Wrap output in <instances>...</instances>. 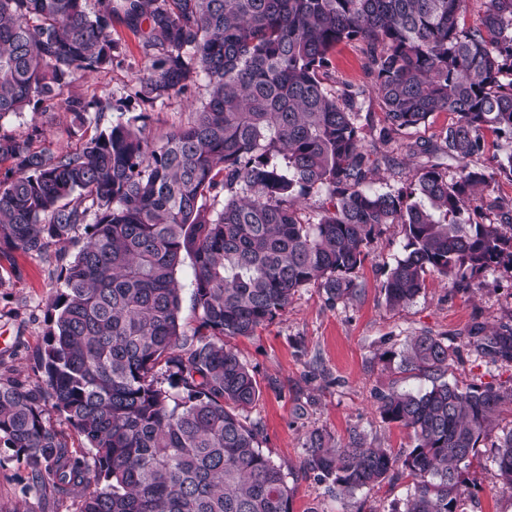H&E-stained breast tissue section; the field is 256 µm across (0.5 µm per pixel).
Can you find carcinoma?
I'll list each match as a JSON object with an SVG mask.
<instances>
[{"mask_svg":"<svg viewBox=\"0 0 512 512\" xmlns=\"http://www.w3.org/2000/svg\"><path fill=\"white\" fill-rule=\"evenodd\" d=\"M468 0H0V119L60 106L89 126L101 112L67 96L120 56L114 23L140 35L147 73L139 106L184 96L198 77L205 96L190 121L159 144L143 123H117L79 150L33 147L0 130V259L37 257L84 231L51 298L37 353L42 383L0 378V447L27 479L77 500V512H290L281 466L260 448L248 413L261 397L254 372L224 344L272 322L301 289L327 301L361 291L372 237L398 224L405 254L384 287L390 309L411 302L437 274L469 288L486 270L512 274V200L491 196L512 181V152L490 170L468 160L486 134L512 140V0H485L472 25ZM341 45L364 55L387 126L386 142L451 112L409 191L371 186L377 161L359 125L366 91L336 82ZM462 162L456 177L437 162ZM325 195L304 222L310 196ZM489 197L498 221L481 224L467 203ZM194 267L197 326L181 327L183 256ZM468 344L488 362H512V325ZM454 349L421 333L398 368L432 380L390 391L377 409L412 431L395 454L354 429L344 440L313 430L303 468L353 496L408 476L402 512H463L466 468L512 404V388L445 381ZM63 415L92 460L47 425ZM499 489L512 493V429L493 445Z\"/></svg>","mask_w":512,"mask_h":512,"instance_id":"1","label":"carcinoma"}]
</instances>
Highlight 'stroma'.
I'll return each instance as SVG.
<instances>
[{"instance_id": "obj_1", "label": "stroma", "mask_w": 512, "mask_h": 512, "mask_svg": "<svg viewBox=\"0 0 512 512\" xmlns=\"http://www.w3.org/2000/svg\"><path fill=\"white\" fill-rule=\"evenodd\" d=\"M113 36L123 52L110 70L78 81L69 93L96 102L102 109L100 128L127 122L137 109L127 99L147 60L142 42L125 24H116ZM202 86L191 96L174 97L147 109L153 139H160L190 118L191 98L201 97ZM364 144L379 159L374 186L383 191L407 190L419 164L407 151H391L380 138L385 114L376 96H369L361 114ZM40 127L55 149H78L94 133L76 126L69 113L57 108L46 113L24 112L0 119V128L27 135ZM406 239L398 226L375 236L358 272L360 296L350 302L328 303L322 288L301 289L288 308L248 338H230L226 344L252 369L262 389L250 412L261 426V449L281 465L292 490L290 512H400L411 489L410 479L386 481L372 490L340 499L331 481L303 469V443L316 429L346 438L354 428L393 451L412 444L404 427L385 422L377 410L379 394L430 387V379L399 372L387 353L403 351L409 337L428 332L445 337L460 359L448 373L449 382L470 386H512V363L492 365L467 344L477 324L491 328L512 320V278L490 269L481 276V288H458L439 275L426 279L424 288L407 305L391 310L385 305L384 283L395 260L404 252ZM18 269L0 286V376L8 375L37 385L41 373L35 362L49 322L47 310L59 288L60 264L54 255L36 257L17 251ZM490 440H483L469 460L467 477L472 496L465 512H512V495L494 489ZM27 473L11 449L0 448V512L22 506L25 512H75L72 499L51 488L26 486Z\"/></svg>"}]
</instances>
